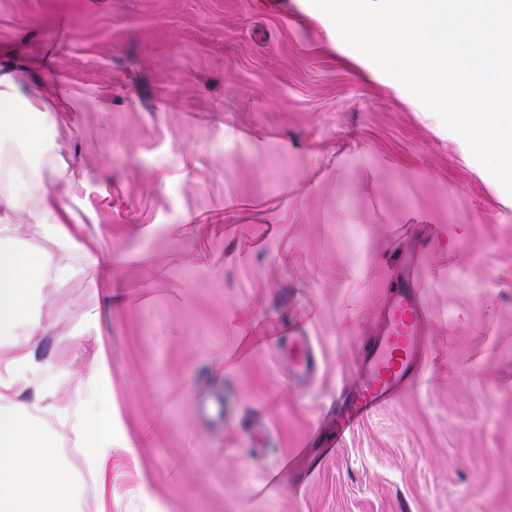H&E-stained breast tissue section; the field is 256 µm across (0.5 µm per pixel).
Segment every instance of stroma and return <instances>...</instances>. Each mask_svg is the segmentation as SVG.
I'll use <instances>...</instances> for the list:
<instances>
[{"label": "stroma", "mask_w": 512, "mask_h": 512, "mask_svg": "<svg viewBox=\"0 0 512 512\" xmlns=\"http://www.w3.org/2000/svg\"><path fill=\"white\" fill-rule=\"evenodd\" d=\"M37 48L112 101L53 132L84 179L56 191L112 274L49 295L38 351L85 373L104 341L113 435L142 438L112 450V512H512V208L434 113L310 0H0V64ZM411 256L427 386L270 482ZM293 326L306 384L271 348ZM45 421L94 506L83 434ZM280 354L288 360V373L295 380H309L318 370L317 360L303 331H295L288 336H279L276 339Z\"/></svg>", "instance_id": "35a3bbf8"}]
</instances>
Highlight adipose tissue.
<instances>
[{"label":"adipose tissue","instance_id":"1","mask_svg":"<svg viewBox=\"0 0 512 512\" xmlns=\"http://www.w3.org/2000/svg\"><path fill=\"white\" fill-rule=\"evenodd\" d=\"M33 68L0 67V512H81L82 482L59 457L48 454L55 436L42 421L54 411L50 398L61 385L82 391L80 373L58 376L38 358L47 332L37 308L45 296L77 275L95 281L99 262L83 269L68 261L87 253L78 225L66 223L54 183L67 178L48 133L61 112H79L76 92L36 55ZM32 225L55 245L56 257L25 250L21 225ZM81 429L91 430L86 454L99 486L97 512H112L109 480L112 411L98 396L90 414L74 411Z\"/></svg>","mask_w":512,"mask_h":512}]
</instances>
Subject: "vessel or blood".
Returning a JSON list of instances; mask_svg holds the SVG:
<instances>
[{
	"instance_id": "obj_1",
	"label": "vessel or blood",
	"mask_w": 512,
	"mask_h": 512,
	"mask_svg": "<svg viewBox=\"0 0 512 512\" xmlns=\"http://www.w3.org/2000/svg\"><path fill=\"white\" fill-rule=\"evenodd\" d=\"M389 315L386 333L370 337L357 361L352 380L332 397L324 420L329 433L320 450L308 461V473L319 471L364 421L389 406L405 391L422 382L414 364L419 342L415 334L422 298L418 289L399 287L384 303ZM280 354L295 380H308L318 370L317 360L305 332L277 337Z\"/></svg>"
}]
</instances>
